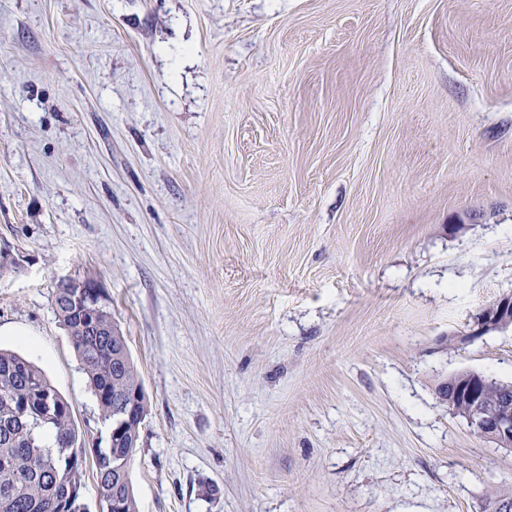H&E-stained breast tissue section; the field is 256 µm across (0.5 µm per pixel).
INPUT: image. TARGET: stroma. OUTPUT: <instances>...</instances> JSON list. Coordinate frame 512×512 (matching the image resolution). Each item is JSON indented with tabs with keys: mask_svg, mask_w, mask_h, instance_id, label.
<instances>
[{
	"mask_svg": "<svg viewBox=\"0 0 512 512\" xmlns=\"http://www.w3.org/2000/svg\"><path fill=\"white\" fill-rule=\"evenodd\" d=\"M112 301L138 512H482L512 449V0H0V348L107 447L55 314ZM495 303H497L496 309L493 308L494 303H492L473 316L476 327L472 332L473 336L485 333L492 327H498L500 330L506 329L512 323V296L501 297ZM499 314L501 317L496 319V315ZM462 378L455 385L449 406L453 412L460 410L464 413L467 423L482 437L490 439L498 447H512V383L494 382L486 385L484 400L491 404L502 403L490 410L484 406L481 397V377L474 372ZM465 383H467L465 385ZM503 402H510L503 403Z\"/></svg>",
	"mask_w": 512,
	"mask_h": 512,
	"instance_id": "stroma-1",
	"label": "stroma"
}]
</instances>
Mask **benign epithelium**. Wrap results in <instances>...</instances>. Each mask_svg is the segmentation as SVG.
Segmentation results:
<instances>
[{
  "mask_svg": "<svg viewBox=\"0 0 512 512\" xmlns=\"http://www.w3.org/2000/svg\"><path fill=\"white\" fill-rule=\"evenodd\" d=\"M475 330L479 335L492 327L506 329L512 324V296L497 300V306L483 308L473 316ZM449 406L453 412L464 413L467 423L482 437L493 441L502 448L512 447V403H502L490 410L484 406L481 397L480 377L471 372L455 385Z\"/></svg>",
  "mask_w": 512,
  "mask_h": 512,
  "instance_id": "7a95c632",
  "label": "benign epithelium"
}]
</instances>
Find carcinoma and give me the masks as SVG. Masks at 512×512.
Returning a JSON list of instances; mask_svg holds the SVG:
<instances>
[{
	"label": "carcinoma",
	"instance_id": "1",
	"mask_svg": "<svg viewBox=\"0 0 512 512\" xmlns=\"http://www.w3.org/2000/svg\"><path fill=\"white\" fill-rule=\"evenodd\" d=\"M72 281L57 286L55 311L77 351L103 421L117 433L95 457L99 496L119 500V512H137L130 474L112 469V461L133 460L140 425L147 414L143 383L126 337L112 319L109 297L100 287L88 295L85 314L75 309ZM140 394L133 415L117 427L119 402ZM484 400L512 402V383L486 386ZM48 401L57 407L53 422L36 426L24 414ZM86 448L69 402L32 362L0 349V512H86L81 503ZM482 512H512V491L488 497Z\"/></svg>",
	"mask_w": 512,
	"mask_h": 512
}]
</instances>
